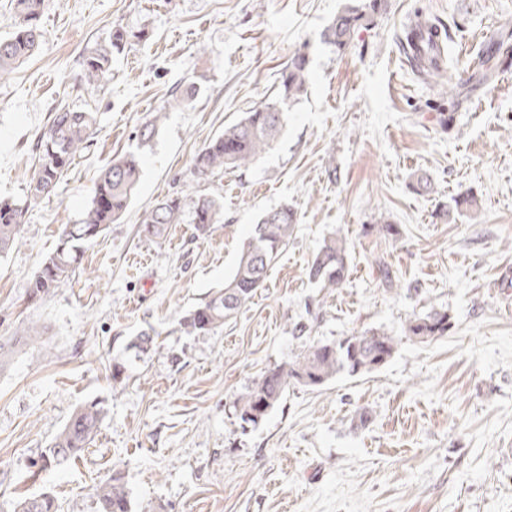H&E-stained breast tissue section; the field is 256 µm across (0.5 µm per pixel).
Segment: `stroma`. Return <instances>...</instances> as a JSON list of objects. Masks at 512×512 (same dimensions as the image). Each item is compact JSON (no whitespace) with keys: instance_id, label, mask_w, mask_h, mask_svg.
<instances>
[{"instance_id":"obj_1","label":"stroma","mask_w":512,"mask_h":512,"mask_svg":"<svg viewBox=\"0 0 512 512\" xmlns=\"http://www.w3.org/2000/svg\"><path fill=\"white\" fill-rule=\"evenodd\" d=\"M352 2L44 0L37 53L0 79V196L28 201L35 144L57 107L95 112L99 125L55 193L29 202L20 243L0 259V341L42 331L0 364V512L44 492L58 512H98L95 489L116 470L132 512H512V59L500 49L512 45V0H385L339 54L322 34ZM420 18L448 34L437 75L402 50ZM118 26L146 37L113 57L106 81H81L84 57ZM300 50L307 92L275 148L197 178L198 149L273 98ZM190 84L194 98L168 109L143 149L126 212L69 285L31 299L62 228L84 218L98 169ZM420 174L432 192L412 190ZM176 193L220 197L222 223L146 238L145 210ZM467 193L476 210L439 218ZM284 203L297 224L263 288L223 328L180 332L179 316L223 288L252 224ZM382 220L399 236L372 231ZM334 232L348 239L349 276L330 293L307 265ZM433 309L448 311V333L410 338L409 320ZM150 325L151 348L113 382V358ZM371 329L398 341L378 370L291 388L253 429L230 413L306 338ZM96 398L106 416L89 448L37 471L73 409Z\"/></svg>"}]
</instances>
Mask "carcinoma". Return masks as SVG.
I'll use <instances>...</instances> for the list:
<instances>
[{
    "label": "carcinoma",
    "mask_w": 512,
    "mask_h": 512,
    "mask_svg": "<svg viewBox=\"0 0 512 512\" xmlns=\"http://www.w3.org/2000/svg\"><path fill=\"white\" fill-rule=\"evenodd\" d=\"M19 17L17 30L0 38V76L9 75L19 64L37 51L42 32L39 26L43 0H13ZM384 0H362L360 6H346L337 12L323 32V42L341 52L350 44L355 31L368 14L382 9ZM143 34L122 27L112 29L109 44L90 52L82 62L84 80L89 84L104 82L111 69L112 56L142 40ZM309 57L296 52L280 73L277 97L224 126V132L197 151L193 158L194 174L204 178L216 172L244 166L273 149L286 127L285 108L299 100L307 89ZM195 94L192 85L167 101L164 108L146 119L137 135L138 147L146 146L155 135L165 109L185 104ZM97 130V113L61 107L54 112L48 129L38 140V162L29 181L30 199L48 196L56 190L59 179L74 159L91 146ZM141 156L129 151L113 159L100 170L93 196L83 221L65 225L56 249L47 255L34 273L30 297L42 298L67 285L80 266L85 245L102 235L128 208L140 176ZM28 203L0 200V258L19 243ZM190 223L205 232L224 216V202L216 196H169L144 213L142 232L149 238L164 237L169 225L182 224L185 212ZM296 212L287 205L266 211L252 225L238 263L224 287L203 305L186 311L178 321L179 330L187 335L210 333L222 326L227 317L239 312L263 286L267 272L292 237ZM346 238L332 234L323 240L308 266V278L319 287L333 291L344 286L349 273ZM450 316L432 310L409 321L408 336L427 340L448 333ZM155 330L140 331L129 343L135 354L147 350ZM395 337L380 330H370L337 342L310 339L290 361L263 371L232 402L233 415L241 427H255L284 399L295 386L319 388L341 372L351 375L371 373L385 365L395 354ZM104 407L99 400L77 407L69 420L42 452L39 470L56 467L77 457L100 431ZM99 512H131L129 490L119 472L101 484L96 492ZM18 512H58L54 496L44 492L26 498L17 505Z\"/></svg>",
    "instance_id": "carcinoma-1"
}]
</instances>
